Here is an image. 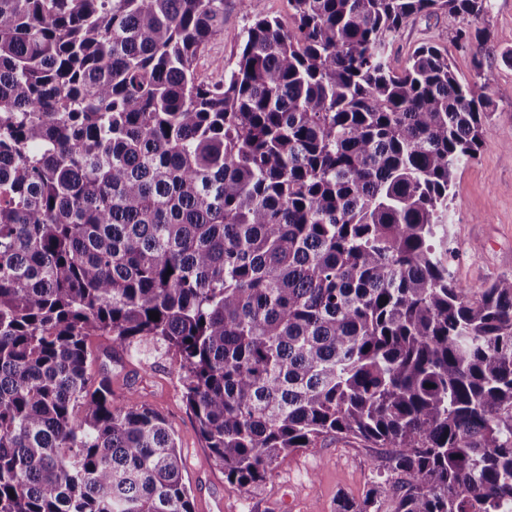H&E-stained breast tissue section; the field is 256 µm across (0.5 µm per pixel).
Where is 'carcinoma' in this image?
<instances>
[{"label": "carcinoma", "mask_w": 512, "mask_h": 512, "mask_svg": "<svg viewBox=\"0 0 512 512\" xmlns=\"http://www.w3.org/2000/svg\"><path fill=\"white\" fill-rule=\"evenodd\" d=\"M240 2L210 84L224 0H0V512H193L168 422L94 374L100 337L179 358L246 491L336 436L381 449L336 512H512V278L448 271L492 101L436 46L386 56L489 0H288V27ZM249 23L250 15L242 9L239 0L224 1V32L213 40L197 64V73L202 80L218 82L224 78V71L235 66ZM464 27H468L467 20L443 13L430 17H412L389 47L393 68L401 69L416 47L430 43L448 51V60L462 84L475 81L472 70L473 51L462 47L457 39V31Z\"/></svg>", "instance_id": "cac0c4a2"}]
</instances>
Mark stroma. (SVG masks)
I'll return each instance as SVG.
<instances>
[{"mask_svg": "<svg viewBox=\"0 0 512 512\" xmlns=\"http://www.w3.org/2000/svg\"><path fill=\"white\" fill-rule=\"evenodd\" d=\"M249 23L239 0H224V31L197 64L202 80L220 81L234 67ZM478 24L491 36L483 52V81L493 98V113L476 158L457 172L448 226V263L458 281L473 287L512 276V149L505 145L512 137V96L497 94L512 87V67L501 59L512 49V0H490ZM466 25V20L443 13L409 19L389 47L393 68L401 69L416 47L430 43L447 51L461 83L471 82L472 51L457 39ZM107 367L113 405L122 406L132 393L170 423L194 512H336L338 498L360 501L370 486L374 449L329 436L316 447L294 452L264 483L244 491L213 465L183 397L175 356L150 345L139 360L113 353Z\"/></svg>", "mask_w": 512, "mask_h": 512, "instance_id": "35a3bbf8", "label": "stroma"}]
</instances>
